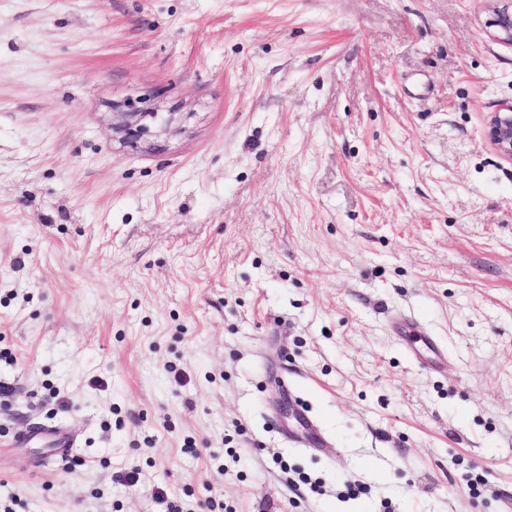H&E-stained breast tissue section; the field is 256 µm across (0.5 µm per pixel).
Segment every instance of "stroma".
<instances>
[{
  "instance_id": "stroma-1",
  "label": "stroma",
  "mask_w": 512,
  "mask_h": 512,
  "mask_svg": "<svg viewBox=\"0 0 512 512\" xmlns=\"http://www.w3.org/2000/svg\"><path fill=\"white\" fill-rule=\"evenodd\" d=\"M490 14L0 0L11 512H512V161L485 137L512 45ZM130 110L155 115L134 145ZM287 389L321 444L289 438ZM45 423L71 453L16 444ZM155 118L151 112H116L112 115V131L123 134L129 142H137L149 132L144 121ZM399 326L402 328L408 329L411 333L407 350L409 354L417 360L421 359V350L426 348L432 351L437 359L442 357L441 351L436 347L433 339L428 336L426 331L418 324L408 320V319H400L398 321Z\"/></svg>"
}]
</instances>
